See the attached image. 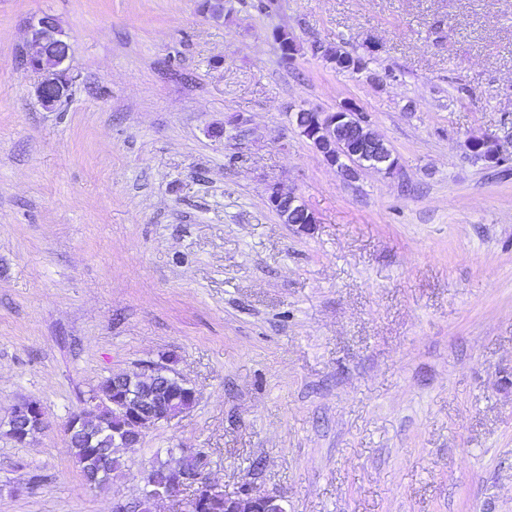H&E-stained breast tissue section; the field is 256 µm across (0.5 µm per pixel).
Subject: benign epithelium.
I'll return each mask as SVG.
<instances>
[{
	"mask_svg": "<svg viewBox=\"0 0 512 512\" xmlns=\"http://www.w3.org/2000/svg\"><path fill=\"white\" fill-rule=\"evenodd\" d=\"M28 49L25 52V61L32 71L39 74V81L35 87L38 102L46 110L54 109L69 96L72 85L70 50L51 54L52 45L69 46L68 34L61 21L50 14H35L27 23ZM357 116L356 105L347 102L335 112H315L303 109L295 113V123L301 136L306 138L313 147L321 153L330 166L346 168L342 143L349 144L350 148L358 154L368 157V168L374 170L393 171L396 161L392 155L378 150L379 137L367 130V125L353 120ZM470 152L481 153L484 160L498 162V150L492 141L483 137H471L467 141ZM288 201V212H280L283 222H288V214L303 215L304 222L296 224L297 230L308 232L317 224V220L302 203L295 193L280 185L269 188L267 203L276 209ZM142 373L154 376L163 386L172 383L179 389L169 393L165 404L150 403L144 399L140 391L131 384L123 373H116L114 377L122 384L121 405L127 410V418L123 427L112 431V446L115 448L138 447L143 430L162 422H169L180 415L177 402L185 396H195V391L186 386L182 380L171 381L166 376L168 370L159 365H147ZM26 410L29 424L38 429L45 426V412L42 406L32 400L22 401ZM195 488L191 500L190 512H201L204 502L211 497L212 484L201 471H190L183 467H176L169 472L163 490L154 493L159 500H172L179 496L183 489ZM247 502V512H286L282 506V498L275 494H255L253 490L245 487L242 490L224 496V512H242V502Z\"/></svg>",
	"mask_w": 512,
	"mask_h": 512,
	"instance_id": "benign-epithelium-1",
	"label": "benign epithelium"
}]
</instances>
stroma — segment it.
I'll return each mask as SVG.
<instances>
[{"label":"stroma","mask_w":512,"mask_h":512,"mask_svg":"<svg viewBox=\"0 0 512 512\" xmlns=\"http://www.w3.org/2000/svg\"><path fill=\"white\" fill-rule=\"evenodd\" d=\"M201 4L0 0V512H112L184 448L287 512H512V0ZM39 12L72 44L52 112L21 52ZM347 101L393 173L347 180L289 118ZM150 364L196 403L90 492L66 423ZM24 398L47 424L20 445ZM288 199V211L285 213L280 209V217L285 224H290L297 227V230L308 232L317 224V220L312 212H310L302 203L299 202L298 197L289 188H284L281 185H273L269 188V195L267 203L273 209H277L284 200ZM288 212L294 215L302 214L305 223L291 224L288 223ZM293 215V216H294Z\"/></svg>","instance_id":"35a3bbf8"}]
</instances>
